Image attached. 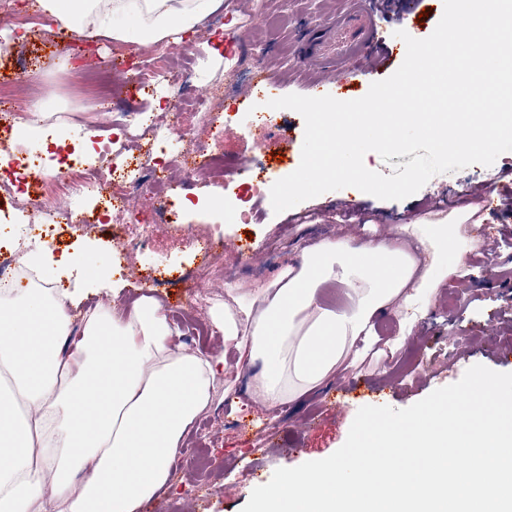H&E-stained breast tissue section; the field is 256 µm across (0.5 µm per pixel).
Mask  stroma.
Masks as SVG:
<instances>
[{
    "mask_svg": "<svg viewBox=\"0 0 512 512\" xmlns=\"http://www.w3.org/2000/svg\"><path fill=\"white\" fill-rule=\"evenodd\" d=\"M348 0H222L199 21L183 45L192 47L186 86L188 95L224 109L230 117L224 126L208 128L196 113L185 112L181 121L191 131L190 140L171 137L166 157L185 152L189 143L223 153L230 170L227 183L189 179L179 170L169 177L173 195L183 197L185 207L178 224L163 221L152 225L151 244L145 251L124 253L111 230L87 232L81 227L58 225L54 237L36 238L30 254L54 260L67 259L56 281L60 289L80 291L79 304L70 311L85 315L106 297L100 280L89 278L86 264L106 268L120 298L133 301L142 296L159 300L172 324L182 325L179 343L211 353L224 350L218 332L190 338L187 329L207 324V304H197L191 289L205 288L211 301L224 297L225 284L243 288L268 280L302 245L328 236L359 243L370 235L391 232L393 225L412 224L464 211L468 223L477 224L478 235L487 237L494 251L465 257L475 268L472 276L456 275L439 289L435 301L402 341L396 351L371 350L333 381L309 392L286 407L271 410L248 398L233 400L216 392L210 409L200 415L172 465L174 481L163 493L145 503L141 512H242L253 489L267 483L274 470L323 459L345 442L359 408L388 405L408 407L437 388L461 379L472 365L482 364L498 372H512V210L488 214L482 197L465 193L467 183L494 178V190L503 191L496 177L512 168V152L500 155L492 166L472 165L432 177L417 193L400 200H382L354 191L355 209H347L335 193L327 192L282 213H274L270 198L259 204L260 222L228 223L223 211L213 207L216 197L237 204V187L250 174L241 167L250 161L272 168L273 179L296 169L301 159L304 119L290 109L269 110L266 95H248L247 84L255 67H263L268 81L279 84L281 94L303 93L310 76L299 49L301 31L317 34L326 21L343 12ZM26 33L25 42L0 46V86L14 87L22 77L55 85L56 94L28 100L26 110L42 108L49 121L40 138L18 129L0 126V138L10 143L23 159H48L55 147L74 150L90 166H108L109 154L100 143L112 135V120L98 116L90 95L75 93L65 83L69 73L86 67L110 72L113 86H121L123 71L113 69L120 58L139 54L156 57L173 48L165 39L150 45L132 41L96 38V59L83 58L86 39L59 25H48L37 0H11L0 29ZM86 134L73 142L72 125ZM290 155L282 164L280 155ZM40 224L52 216L35 211L32 197L0 185V246L11 239L3 231L17 216ZM209 236L219 240L222 271L204 281L195 275L203 258L196 240ZM250 238L254 252L242 259L235 248L241 238ZM82 263H74V256ZM164 271L165 283H153L155 268ZM214 448L209 468L199 469L193 460L202 449Z\"/></svg>",
    "mask_w": 512,
    "mask_h": 512,
    "instance_id": "35a3bbf8",
    "label": "stroma"
}]
</instances>
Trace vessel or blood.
I'll list each match as a JSON object with an SVG mask.
<instances>
[{
	"label": "vessel or blood",
	"mask_w": 512,
	"mask_h": 512,
	"mask_svg": "<svg viewBox=\"0 0 512 512\" xmlns=\"http://www.w3.org/2000/svg\"><path fill=\"white\" fill-rule=\"evenodd\" d=\"M423 8L424 0H351L350 8L310 47L319 75L307 83L308 95L348 97L351 84L336 76L343 65L371 73L389 69L404 47L396 31L414 32ZM386 11L391 17L379 25L378 18Z\"/></svg>",
	"instance_id": "vessel-or-blood-1"
}]
</instances>
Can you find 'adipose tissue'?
<instances>
[{"mask_svg": "<svg viewBox=\"0 0 512 512\" xmlns=\"http://www.w3.org/2000/svg\"><path fill=\"white\" fill-rule=\"evenodd\" d=\"M78 35L148 44L190 30L213 0H37ZM485 239L448 220L397 224L352 244L303 246L268 281L228 285L210 311L235 362L171 342L163 305L110 303L76 319L53 289L0 288V512H140L169 484L171 461L216 386L247 376L273 408L336 378L371 347L374 320L422 318ZM343 308L324 302L330 289Z\"/></svg>", "mask_w": 512, "mask_h": 512, "instance_id": "ef3b65f1", "label": "adipose tissue"}]
</instances>
